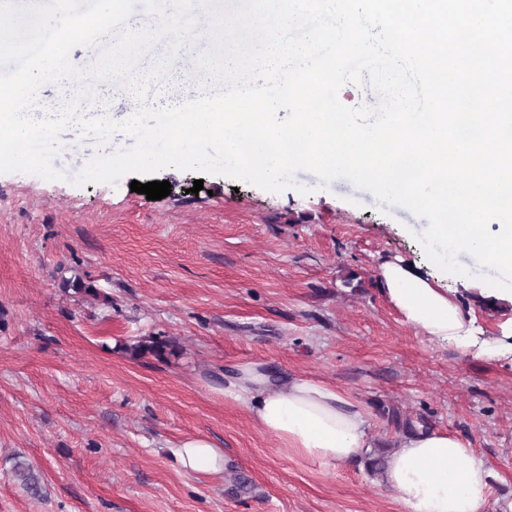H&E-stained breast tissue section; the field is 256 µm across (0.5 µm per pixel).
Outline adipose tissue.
<instances>
[{
	"instance_id": "ef3b65f1",
	"label": "adipose tissue",
	"mask_w": 512,
	"mask_h": 512,
	"mask_svg": "<svg viewBox=\"0 0 512 512\" xmlns=\"http://www.w3.org/2000/svg\"><path fill=\"white\" fill-rule=\"evenodd\" d=\"M379 276L404 321L428 340L453 344L462 353H512V340L478 336L448 288L419 266L383 261ZM225 398L244 407L253 424L289 452L333 468L357 460L371 442L367 409L335 387L310 378L276 373L252 363L223 369ZM171 454L178 470L219 476L224 451L201 436L182 440ZM490 473L469 442L444 430L403 436L382 474L403 512H482Z\"/></svg>"
}]
</instances>
